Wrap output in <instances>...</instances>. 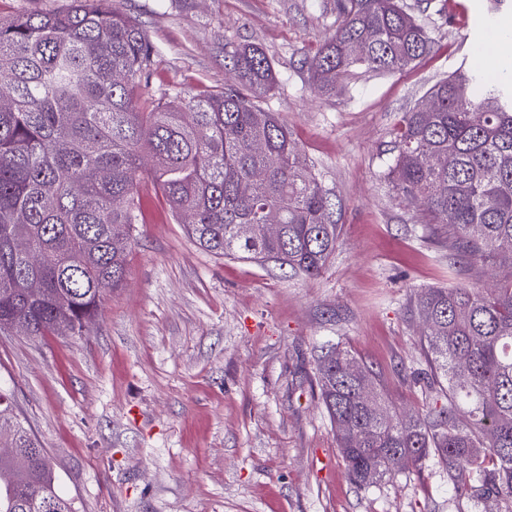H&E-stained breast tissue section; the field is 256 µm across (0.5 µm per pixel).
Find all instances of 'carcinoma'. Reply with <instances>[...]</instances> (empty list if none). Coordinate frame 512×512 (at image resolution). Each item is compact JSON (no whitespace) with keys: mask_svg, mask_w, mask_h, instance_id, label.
I'll return each instance as SVG.
<instances>
[{"mask_svg":"<svg viewBox=\"0 0 512 512\" xmlns=\"http://www.w3.org/2000/svg\"><path fill=\"white\" fill-rule=\"evenodd\" d=\"M336 0V29L307 61L312 84L392 74L434 48L422 4ZM221 92L148 91L158 49L117 0H70L45 14L0 16V333H82L126 278L146 205L219 257L274 261L319 275L340 226L329 192L288 127L263 107L278 87L257 44L225 45ZM387 177L448 225L449 250L496 269L512 258V86L452 74L399 120ZM250 224V236L238 227ZM279 224L276 238L265 225ZM446 403L398 416L348 374L349 351L317 365L349 479L379 484L408 455L436 457L471 499L512 502V278L492 289L424 288L412 304ZM0 512H74L39 440L0 392Z\"/></svg>","mask_w":512,"mask_h":512,"instance_id":"cac0c4a2","label":"carcinoma"}]
</instances>
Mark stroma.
I'll use <instances>...</instances> for the list:
<instances>
[{
    "mask_svg": "<svg viewBox=\"0 0 512 512\" xmlns=\"http://www.w3.org/2000/svg\"><path fill=\"white\" fill-rule=\"evenodd\" d=\"M432 0L433 52L399 73L315 92L305 59L336 26L334 0H121L159 55L153 85L222 90L224 46L255 43L278 89L265 108L288 127L331 192L341 242L317 276L199 249L152 202L122 287L73 336L0 335V390L46 449L77 512H504L474 504L435 460L381 483L349 482L318 397L316 361L338 344L376 375L391 408L434 405L410 299L490 285L448 258L393 192L386 162L403 114L459 68L495 75L483 54L512 0Z\"/></svg>",
    "mask_w": 512,
    "mask_h": 512,
    "instance_id": "stroma-1",
    "label": "stroma"
}]
</instances>
